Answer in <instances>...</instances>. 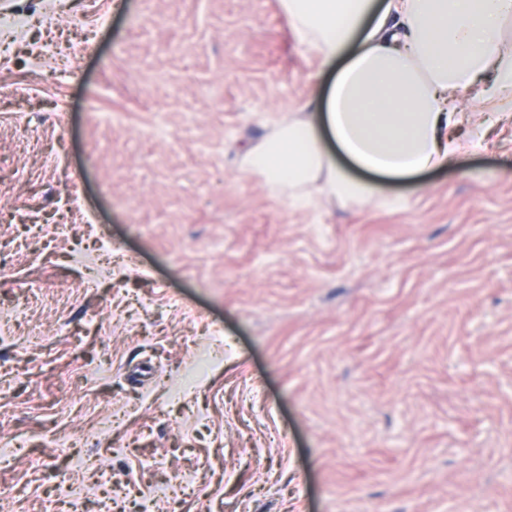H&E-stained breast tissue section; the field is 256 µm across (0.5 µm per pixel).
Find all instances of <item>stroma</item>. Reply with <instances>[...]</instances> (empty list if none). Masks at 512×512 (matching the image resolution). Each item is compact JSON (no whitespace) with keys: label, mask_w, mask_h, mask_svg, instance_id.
<instances>
[{"label":"stroma","mask_w":512,"mask_h":512,"mask_svg":"<svg viewBox=\"0 0 512 512\" xmlns=\"http://www.w3.org/2000/svg\"><path fill=\"white\" fill-rule=\"evenodd\" d=\"M56 4L0 35L5 512L101 470L86 512H512V118L303 206L239 169L325 80L279 0ZM101 238L123 273L89 288Z\"/></svg>","instance_id":"1"}]
</instances>
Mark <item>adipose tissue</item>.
<instances>
[{
	"mask_svg": "<svg viewBox=\"0 0 512 512\" xmlns=\"http://www.w3.org/2000/svg\"><path fill=\"white\" fill-rule=\"evenodd\" d=\"M297 43L334 66L327 91L240 152L277 197L360 209L379 179L445 169L481 148L453 100L483 78L512 112V0H280Z\"/></svg>",
	"mask_w": 512,
	"mask_h": 512,
	"instance_id": "adipose-tissue-1",
	"label": "adipose tissue"
}]
</instances>
